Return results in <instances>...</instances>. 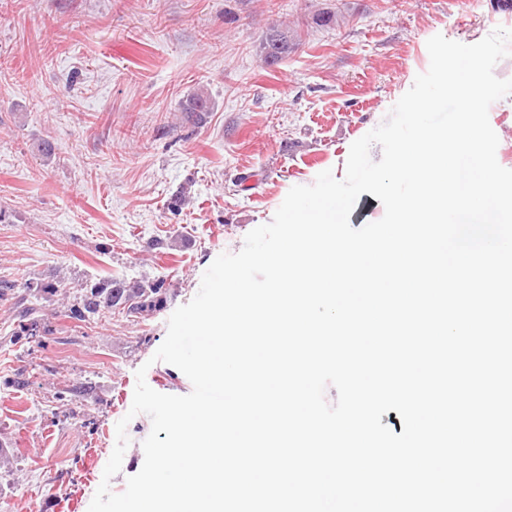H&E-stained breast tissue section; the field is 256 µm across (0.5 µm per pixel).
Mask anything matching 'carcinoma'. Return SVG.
I'll return each mask as SVG.
<instances>
[{
  "mask_svg": "<svg viewBox=\"0 0 512 512\" xmlns=\"http://www.w3.org/2000/svg\"><path fill=\"white\" fill-rule=\"evenodd\" d=\"M295 46L288 30L270 26L260 45L261 60L267 66L277 65L294 51ZM181 111L200 121L211 111L210 98L203 92L194 93L181 103ZM163 287L161 280L111 278L101 281L88 276L81 285L77 307L73 308L72 314L78 320L90 321L106 311L118 310L143 318L164 305ZM24 288L28 292V299L19 312L13 335L35 336L40 331L49 333V320L45 318L41 299L44 294L57 293V285L53 282H28Z\"/></svg>",
  "mask_w": 512,
  "mask_h": 512,
  "instance_id": "cac0c4a2",
  "label": "carcinoma"
}]
</instances>
